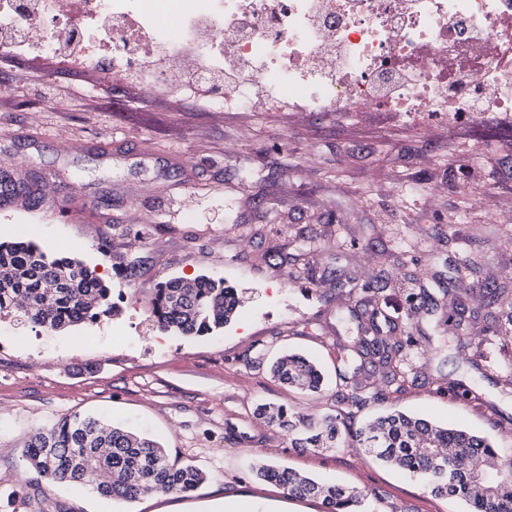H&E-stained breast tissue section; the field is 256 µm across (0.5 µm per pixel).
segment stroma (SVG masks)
Returning a JSON list of instances; mask_svg holds the SVG:
<instances>
[{
    "label": "stroma",
    "instance_id": "1",
    "mask_svg": "<svg viewBox=\"0 0 512 512\" xmlns=\"http://www.w3.org/2000/svg\"><path fill=\"white\" fill-rule=\"evenodd\" d=\"M39 184L42 217L18 197L0 210V242H32L95 267L115 313L52 330L0 313V512H326L322 499L292 497L256 477L267 461L311 478L375 492L377 512H466L430 495L405 472L353 446L312 452L255 409L287 407L311 421L334 412L339 343L353 325L336 270L359 281L388 269V310L409 314L406 291L439 294L434 314L412 315L429 343L415 357L421 378L387 409L459 426L512 449V320L489 305L484 283L441 296L462 255L486 257L484 282L512 278V123L495 117L411 120L394 112H295L268 107L214 112L170 91L130 98L116 80L89 81L0 55V179ZM81 221L54 219L61 202ZM290 226L319 277L292 280L283 257H267ZM206 275L237 288L242 304L223 329L182 336L158 329L151 288ZM477 316L471 362L438 319ZM490 333H483V326ZM287 352L314 359L321 392L276 379ZM476 384L477 397L448 394ZM92 415L158 440L169 458L206 475L194 491L133 502L87 487L35 482L23 457L31 436L63 418Z\"/></svg>",
    "mask_w": 512,
    "mask_h": 512
}]
</instances>
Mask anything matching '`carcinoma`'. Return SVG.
Here are the masks:
<instances>
[{
  "label": "carcinoma",
  "instance_id": "carcinoma-1",
  "mask_svg": "<svg viewBox=\"0 0 512 512\" xmlns=\"http://www.w3.org/2000/svg\"><path fill=\"white\" fill-rule=\"evenodd\" d=\"M483 273V255L465 256L456 267L454 291ZM384 288L376 279L358 289L359 303L339 321L356 325V336L341 348L336 390V414L308 423L282 406L265 404L258 413L266 422L288 432L290 445L313 451L341 450L357 441L377 460L419 478L430 494L460 500L470 512H512V457H503L494 470L481 466L499 449L464 429L441 426L426 419L392 411L356 428L355 413L373 402H384L417 380L411 353L424 336L413 324L398 325L385 314L377 294ZM111 288L96 269L65 257H53L27 242L0 243V313L24 302L29 322L41 327L78 325L112 313ZM491 304H508L512 289L498 283L486 288ZM411 311L433 313L437 303L426 290L406 296ZM239 300L223 283L196 277L175 279L153 289L151 314L161 330L205 336L224 327L237 311ZM403 330V336L393 333ZM274 372L291 388L318 392L322 374L315 363L299 355H285ZM25 457L36 478L49 485L82 486L89 473L108 472L113 480L96 487L105 499L131 502L152 493H188L204 480L193 464L170 461L157 442L94 417L64 418L48 432L31 439ZM257 474L280 485L292 496L323 499L328 512H375L367 492L315 481L285 466L261 465Z\"/></svg>",
  "mask_w": 512,
  "mask_h": 512
}]
</instances>
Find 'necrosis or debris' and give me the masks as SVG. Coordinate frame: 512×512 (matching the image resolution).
Listing matches in <instances>:
<instances>
[{
	"label": "necrosis or debris",
	"instance_id": "necrosis-or-debris-1",
	"mask_svg": "<svg viewBox=\"0 0 512 512\" xmlns=\"http://www.w3.org/2000/svg\"><path fill=\"white\" fill-rule=\"evenodd\" d=\"M54 28L30 23L25 44L52 48L61 22L105 16L108 37L132 31L143 53L163 49L172 68L227 72L211 111L249 108L254 88L273 103L299 100L307 112H398L441 117L448 74L472 66L457 94L477 95L495 77L496 111L512 112V0H44Z\"/></svg>",
	"mask_w": 512,
	"mask_h": 512
}]
</instances>
